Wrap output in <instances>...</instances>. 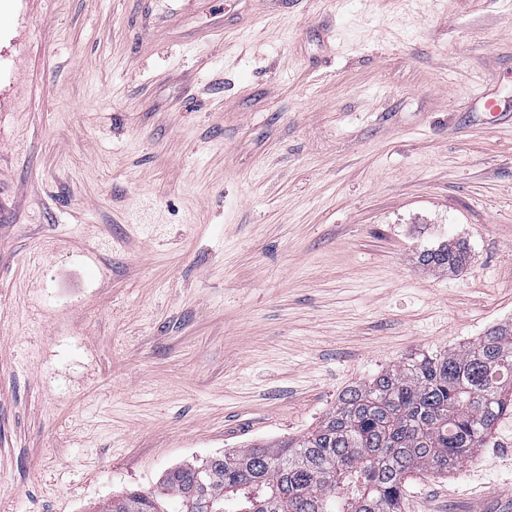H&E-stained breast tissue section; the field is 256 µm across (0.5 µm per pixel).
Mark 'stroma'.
Listing matches in <instances>:
<instances>
[{
	"mask_svg": "<svg viewBox=\"0 0 512 512\" xmlns=\"http://www.w3.org/2000/svg\"><path fill=\"white\" fill-rule=\"evenodd\" d=\"M510 321L512 0H0V512L157 490ZM494 437L403 512H512ZM467 260V248L464 243L460 242H448L435 249L424 250L419 255V262L422 266L451 272L461 269Z\"/></svg>",
	"mask_w": 512,
	"mask_h": 512,
	"instance_id": "stroma-1",
	"label": "stroma"
}]
</instances>
